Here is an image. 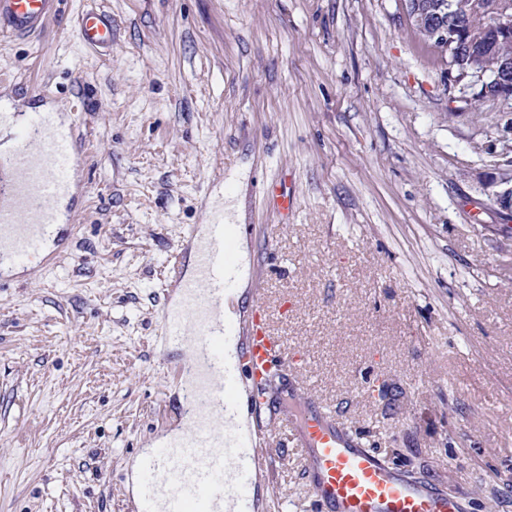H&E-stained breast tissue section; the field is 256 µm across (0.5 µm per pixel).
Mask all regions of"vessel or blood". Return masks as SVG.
I'll use <instances>...</instances> for the list:
<instances>
[{
  "mask_svg": "<svg viewBox=\"0 0 512 512\" xmlns=\"http://www.w3.org/2000/svg\"><path fill=\"white\" fill-rule=\"evenodd\" d=\"M61 0H0V34L42 33L58 14ZM79 40L111 49L112 18L102 11L82 14ZM16 131V146L0 161V273L44 252V243L64 220L63 202L83 193V157L76 126L59 113L4 112L0 124ZM207 235L188 229L195 256V280H181L180 306L163 314L165 335L183 338L190 350L180 375L192 376L185 400L193 411L185 432L141 454L136 469L133 512H249L258 457L239 434L235 415L243 377H268L283 360L280 343L251 310L233 323L220 321L224 299L237 288L234 240L240 227L208 212ZM195 326L186 336V326ZM242 336L236 366L224 364V340ZM295 409L283 411L292 443L300 448L303 472L317 512H463L462 496L431 480L408 476L365 448L336 419L294 389Z\"/></svg>",
  "mask_w": 512,
  "mask_h": 512,
  "instance_id": "obj_1",
  "label": "vessel or blood"
}]
</instances>
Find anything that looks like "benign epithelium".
Segmentation results:
<instances>
[{
  "instance_id": "obj_1",
  "label": "benign epithelium",
  "mask_w": 512,
  "mask_h": 512,
  "mask_svg": "<svg viewBox=\"0 0 512 512\" xmlns=\"http://www.w3.org/2000/svg\"><path fill=\"white\" fill-rule=\"evenodd\" d=\"M403 2L413 27L434 47L447 51L453 43H468L474 33L491 45L494 52L512 45V0H448L437 7L427 0ZM476 15L487 17V25L477 30L468 24ZM485 57L484 52L469 53L461 75L448 69V83L480 87L481 91L476 93L479 101L491 97L512 102V57L496 69L485 65ZM488 186L502 187L495 192V198L504 209L512 210V172L490 177Z\"/></svg>"
}]
</instances>
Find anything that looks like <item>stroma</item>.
Returning <instances> with one entry per match:
<instances>
[{
  "label": "stroma",
  "mask_w": 512,
  "mask_h": 512,
  "mask_svg": "<svg viewBox=\"0 0 512 512\" xmlns=\"http://www.w3.org/2000/svg\"><path fill=\"white\" fill-rule=\"evenodd\" d=\"M112 17V50L80 15ZM402 0H63L0 37V112L46 89L78 125L84 200L53 264L0 288V512H130L135 461L183 417L163 313L202 202L234 214L289 361L244 380L253 512H312L276 411L297 383L467 512H512V166L505 101L449 89ZM293 195L284 210L275 193ZM77 35L86 46L112 50V17L103 11H87L81 15Z\"/></svg>",
  "instance_id": "stroma-1"
}]
</instances>
